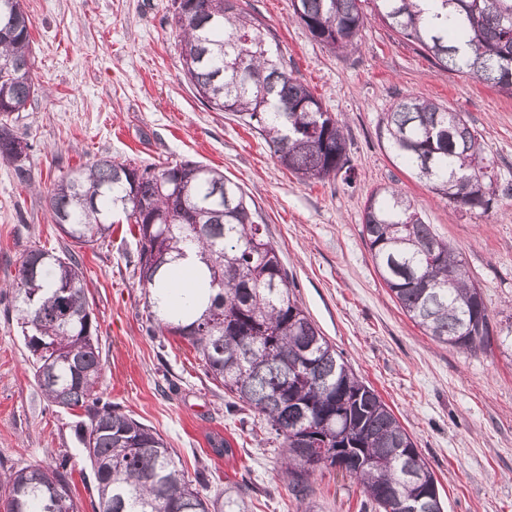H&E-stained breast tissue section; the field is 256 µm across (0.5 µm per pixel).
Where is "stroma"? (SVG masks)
<instances>
[{"label":"stroma","mask_w":512,"mask_h":512,"mask_svg":"<svg viewBox=\"0 0 512 512\" xmlns=\"http://www.w3.org/2000/svg\"><path fill=\"white\" fill-rule=\"evenodd\" d=\"M171 3L25 0L41 90L12 116L30 146L31 185L0 160V471L68 458L77 510L94 512L95 478L75 418L42 396L14 310L21 255L63 245L48 190L105 156L156 168L190 160L223 171L262 212L302 307L409 432L444 512H512V353L498 345L463 352L425 335L384 285L361 234L372 191L402 190L462 259L493 329L512 326V94L440 68L377 16H368L357 49L337 54L293 19L291 0H242L294 77L346 126L353 181L305 183L232 113L198 100L183 75ZM409 94L464 114L478 131L497 177L490 215L453 208L390 150L381 118ZM112 230L109 244L82 251L99 326V392L162 435L186 477L206 471L204 496L233 483L249 512H370L359 483L329 467L311 473L305 499L292 495L286 449L264 421L231 411L186 343L149 336L144 290L126 263L135 240L125 224ZM213 436L230 443L229 455L212 453Z\"/></svg>","instance_id":"1"}]
</instances>
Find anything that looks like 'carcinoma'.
Masks as SVG:
<instances>
[{
	"label": "carcinoma",
	"mask_w": 512,
	"mask_h": 512,
	"mask_svg": "<svg viewBox=\"0 0 512 512\" xmlns=\"http://www.w3.org/2000/svg\"><path fill=\"white\" fill-rule=\"evenodd\" d=\"M24 0H0V158L19 140L10 116L38 92ZM367 0H291L293 17L334 52L357 45ZM379 19L436 64L512 93V0H372ZM185 80L200 101L231 112L263 137L303 182L352 179L344 124L288 74L270 30L238 0H172ZM389 147L456 208L494 209L495 174L468 119L406 95L381 120ZM65 225L60 253L23 254L14 286L18 324L45 399L84 411L74 437L99 490L98 512H247L237 487L210 499L178 469L163 437L98 392V324L75 248L103 245L112 212L134 225V273L148 289L156 333L191 346L205 373L258 413L288 454V487L302 499L320 466L341 468L377 512H440L437 481L390 408L336 353L299 304L279 252L238 183L194 161L158 171L100 158L62 177L46 198ZM362 236L402 311L434 340L462 351L491 346L479 287L447 241L401 191L367 199ZM195 247L197 294L164 308L175 263ZM68 462L22 468L0 480L8 512H77ZM67 492L66 510L57 506Z\"/></svg>",
	"instance_id": "carcinoma-1"
}]
</instances>
